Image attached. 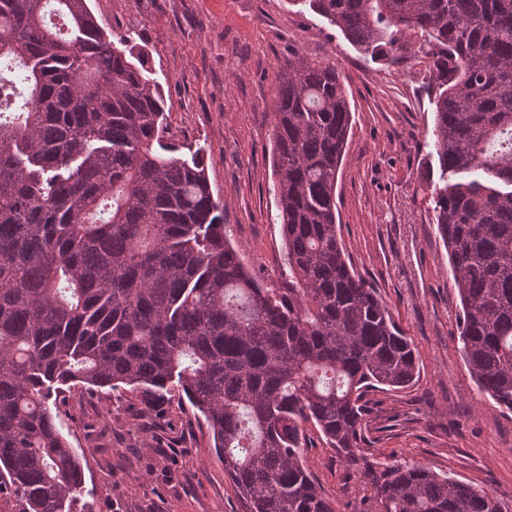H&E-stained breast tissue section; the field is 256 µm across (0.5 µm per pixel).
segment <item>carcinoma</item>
<instances>
[{"label": "carcinoma", "mask_w": 512, "mask_h": 512, "mask_svg": "<svg viewBox=\"0 0 512 512\" xmlns=\"http://www.w3.org/2000/svg\"><path fill=\"white\" fill-rule=\"evenodd\" d=\"M371 61L420 34L434 92L433 223L461 303L459 349L512 411V0H306ZM274 185L288 287L224 234L204 160L164 143L145 53L88 0H0V490L18 512H76L81 458L57 399L121 388L147 415L204 417L245 512H336L306 466L307 425L353 462L373 388L404 390L416 349L338 237L352 112L334 63L279 75ZM379 512H506L485 490L368 466Z\"/></svg>", "instance_id": "obj_1"}]
</instances>
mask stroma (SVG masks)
Wrapping results in <instances>:
<instances>
[{
    "mask_svg": "<svg viewBox=\"0 0 512 512\" xmlns=\"http://www.w3.org/2000/svg\"><path fill=\"white\" fill-rule=\"evenodd\" d=\"M98 23L149 53L166 101L167 143L202 149L224 229L247 269L281 285L272 136L279 72L302 57L340 70L352 111L336 202L343 247L416 348L407 390L366 397L364 454L403 460L485 489L512 508V412L480 393L456 339L459 296L421 183L434 105L426 63L364 59L300 0H89ZM58 406L82 459L85 512H244L211 435L187 404L142 415L128 393L72 389ZM305 458L336 512H371L362 463L309 429ZM366 461V462H367Z\"/></svg>",
    "mask_w": 512,
    "mask_h": 512,
    "instance_id": "1",
    "label": "stroma"
}]
</instances>
